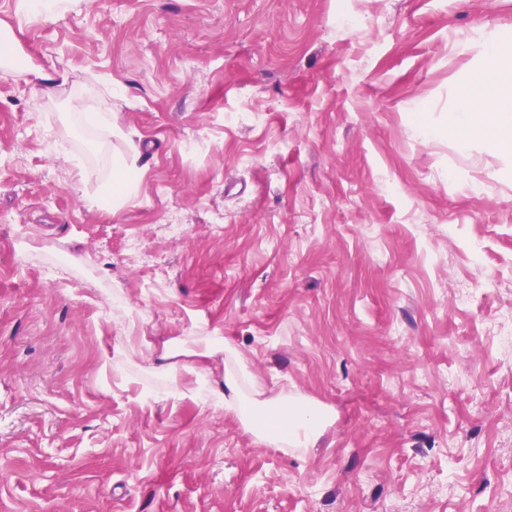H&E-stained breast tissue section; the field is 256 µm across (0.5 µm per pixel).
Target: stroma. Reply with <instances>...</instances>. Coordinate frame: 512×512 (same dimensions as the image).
Wrapping results in <instances>:
<instances>
[{"label":"stroma","instance_id":"obj_1","mask_svg":"<svg viewBox=\"0 0 512 512\" xmlns=\"http://www.w3.org/2000/svg\"><path fill=\"white\" fill-rule=\"evenodd\" d=\"M15 3L0 512H512V152L448 131L512 0ZM120 157L136 192L92 205ZM204 336L324 405L318 444L158 372ZM60 1L46 0H18L16 14L22 20H51L54 14L59 11Z\"/></svg>","mask_w":512,"mask_h":512}]
</instances>
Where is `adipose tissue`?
<instances>
[{
    "label": "adipose tissue",
    "instance_id": "ef3b65f1",
    "mask_svg": "<svg viewBox=\"0 0 512 512\" xmlns=\"http://www.w3.org/2000/svg\"><path fill=\"white\" fill-rule=\"evenodd\" d=\"M448 127L458 132L461 150L480 139L490 151L512 146V52L492 45L480 71L461 86L448 111ZM223 358L224 373L215 376L210 360ZM187 371L197 384L223 399L224 408L239 420L255 442L274 448H309L323 433L327 414L323 406L280 392L267 395L252 382L240 353L223 337L209 336L193 354Z\"/></svg>",
    "mask_w": 512,
    "mask_h": 512
}]
</instances>
